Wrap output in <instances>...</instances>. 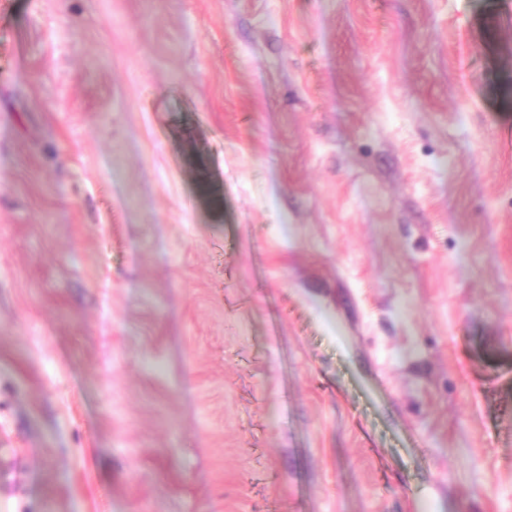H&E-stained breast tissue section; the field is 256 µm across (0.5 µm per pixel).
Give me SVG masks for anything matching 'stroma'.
Here are the masks:
<instances>
[{"label":"stroma","mask_w":512,"mask_h":512,"mask_svg":"<svg viewBox=\"0 0 512 512\" xmlns=\"http://www.w3.org/2000/svg\"><path fill=\"white\" fill-rule=\"evenodd\" d=\"M0 512H512V0H0Z\"/></svg>","instance_id":"35a3bbf8"}]
</instances>
